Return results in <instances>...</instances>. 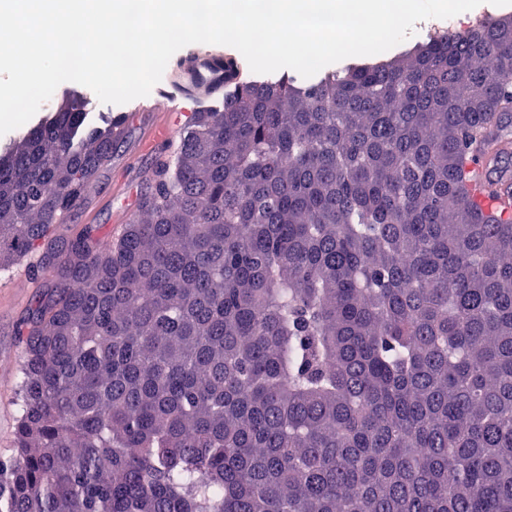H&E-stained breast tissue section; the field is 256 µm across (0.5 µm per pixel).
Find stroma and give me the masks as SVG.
Returning a JSON list of instances; mask_svg holds the SVG:
<instances>
[{"label":"stroma","instance_id":"obj_1","mask_svg":"<svg viewBox=\"0 0 512 512\" xmlns=\"http://www.w3.org/2000/svg\"><path fill=\"white\" fill-rule=\"evenodd\" d=\"M74 94L83 95L88 101V127L102 126L104 117L109 115L120 114L128 119L124 138L113 146L111 165L106 168L86 202L69 214L70 224H94L101 234L115 236L121 235L124 230L120 222L121 206L128 192L144 193L154 178L156 157L139 151V142L155 119L152 104L164 103L166 96L174 95L181 106L193 112H202L218 107L224 96L220 90L206 98L183 93L171 71L167 70L148 96L122 105L100 102L94 92L83 85L62 83L52 97L41 105L38 117L55 113ZM39 282V277L32 275L24 287L0 289V456L4 458L13 454L14 432L20 413L15 397V385L19 380L16 361L20 354L17 333Z\"/></svg>","mask_w":512,"mask_h":512}]
</instances>
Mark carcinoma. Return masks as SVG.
Returning <instances> with one entry per match:
<instances>
[{
  "instance_id": "1",
  "label": "carcinoma",
  "mask_w": 512,
  "mask_h": 512,
  "mask_svg": "<svg viewBox=\"0 0 512 512\" xmlns=\"http://www.w3.org/2000/svg\"><path fill=\"white\" fill-rule=\"evenodd\" d=\"M123 234L48 236L112 159L74 99L0 156L18 332L0 512H512V22L307 85L224 63ZM495 135L491 146L477 150L471 169L478 177L476 195L485 200V205L496 210L512 209V170L510 163V141ZM490 186L494 197L485 199L484 194Z\"/></svg>"
}]
</instances>
